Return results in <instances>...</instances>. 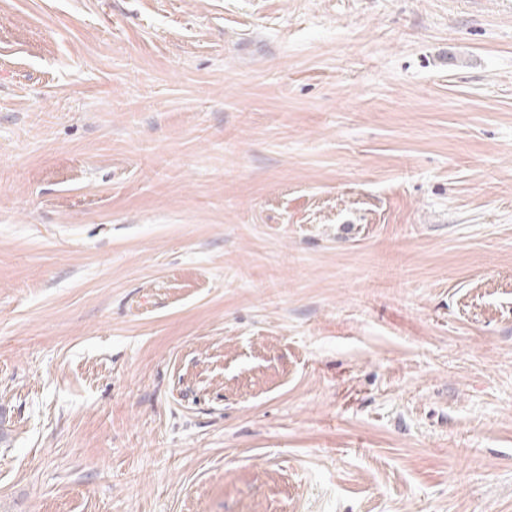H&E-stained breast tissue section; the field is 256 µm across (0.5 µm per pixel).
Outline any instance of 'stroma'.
<instances>
[{
    "instance_id": "1",
    "label": "stroma",
    "mask_w": 512,
    "mask_h": 512,
    "mask_svg": "<svg viewBox=\"0 0 512 512\" xmlns=\"http://www.w3.org/2000/svg\"><path fill=\"white\" fill-rule=\"evenodd\" d=\"M0 512H512V0H0Z\"/></svg>"
}]
</instances>
